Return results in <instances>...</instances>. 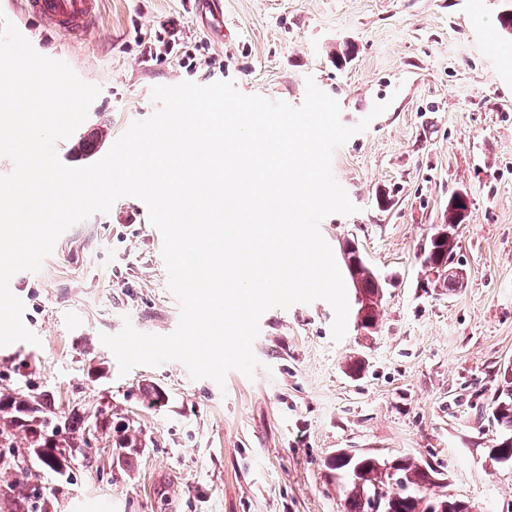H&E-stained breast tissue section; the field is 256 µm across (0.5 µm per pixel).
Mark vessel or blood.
I'll list each match as a JSON object with an SVG mask.
<instances>
[{
    "label": "vessel or blood",
    "instance_id": "b4317fda",
    "mask_svg": "<svg viewBox=\"0 0 512 512\" xmlns=\"http://www.w3.org/2000/svg\"><path fill=\"white\" fill-rule=\"evenodd\" d=\"M101 0H25L28 15L69 38L83 36L95 28Z\"/></svg>",
    "mask_w": 512,
    "mask_h": 512
}]
</instances>
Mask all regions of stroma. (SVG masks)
<instances>
[{"label":"stroma","mask_w":512,"mask_h":512,"mask_svg":"<svg viewBox=\"0 0 512 512\" xmlns=\"http://www.w3.org/2000/svg\"><path fill=\"white\" fill-rule=\"evenodd\" d=\"M223 2L233 26L224 38L199 23L193 0H102L96 29L75 41L30 18L24 0H0V14L100 89L56 144L69 167L91 165L83 141L105 156L149 117L157 85L229 79L297 106L310 77L348 126L390 101L333 154L356 213L320 224L334 256L356 243L390 279L377 329L351 321L333 341V309L317 299L261 316L253 377L233 370L220 386L177 361L120 374L102 335L127 319L157 335L179 323L163 240L142 201L126 198L64 232L38 272L12 277L39 342L0 347V373L58 413L72 401L111 409L142 446L121 458L100 440L92 469L67 483L43 469L28 485L48 512H345L330 462L351 451L429 464L477 512H512V463L492 456L505 435L492 405L512 366V37L496 21L512 0ZM349 45L352 61L337 63ZM457 190L470 198L456 236L464 281L427 288L422 250ZM354 357L364 360L356 373ZM146 385L163 392L159 406L142 402Z\"/></svg>","instance_id":"stroma-1"}]
</instances>
